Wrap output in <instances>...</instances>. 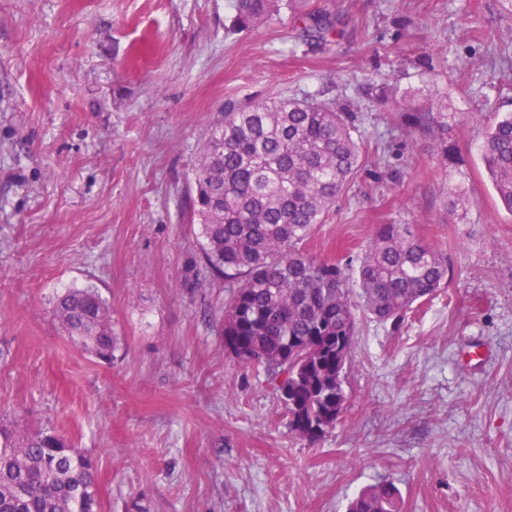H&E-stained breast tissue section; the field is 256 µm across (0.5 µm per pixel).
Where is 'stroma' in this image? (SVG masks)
Instances as JSON below:
<instances>
[{
  "mask_svg": "<svg viewBox=\"0 0 512 512\" xmlns=\"http://www.w3.org/2000/svg\"><path fill=\"white\" fill-rule=\"evenodd\" d=\"M233 30L229 0H0V417L53 427L96 465L99 512H346L380 479L402 512H512V214L478 146L512 112V0H312ZM434 84L451 168L400 114ZM288 96L359 115L365 162L310 252L355 268L410 224L448 277L400 325L361 316L346 408L316 442L220 334L191 169L231 106ZM469 200L450 212L453 190ZM112 312L111 362L54 320L63 288ZM307 2L308 0H288V9L300 16L304 40L327 42L337 30V20L329 13L304 12L302 8Z\"/></svg>",
  "mask_w": 512,
  "mask_h": 512,
  "instance_id": "obj_1",
  "label": "stroma"
}]
</instances>
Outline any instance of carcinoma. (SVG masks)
Returning a JSON list of instances; mask_svg holds the SVG:
<instances>
[{
    "label": "carcinoma",
    "instance_id": "cac0c4a2",
    "mask_svg": "<svg viewBox=\"0 0 512 512\" xmlns=\"http://www.w3.org/2000/svg\"><path fill=\"white\" fill-rule=\"evenodd\" d=\"M282 0H232L234 25H257ZM288 0L306 40L326 42L334 16ZM402 113L412 131L439 142L448 166L455 113L434 107L432 91L410 93ZM358 115L322 103L279 97L234 108L213 126L192 168L195 195L186 223L199 225L201 278L224 281V348L265 369L289 425L313 443L336 426L347 396L342 346L358 333V311L400 323L440 288L448 265L410 224H380L352 274L303 244L356 175L362 147ZM493 189L512 214V112L494 117L478 147ZM53 314L71 340L112 360V315L91 285L57 295ZM95 467L53 428L20 433L0 418V512H96ZM348 512H401L396 485L381 480Z\"/></svg>",
    "mask_w": 512,
    "mask_h": 512
}]
</instances>
